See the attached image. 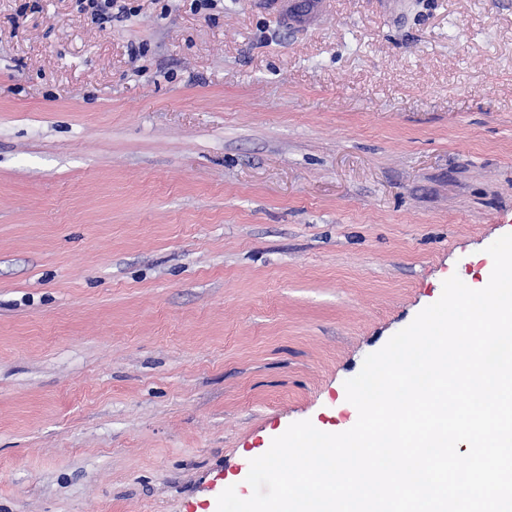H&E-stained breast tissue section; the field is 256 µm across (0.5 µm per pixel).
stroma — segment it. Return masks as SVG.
I'll return each instance as SVG.
<instances>
[{
    "instance_id": "obj_1",
    "label": "stroma",
    "mask_w": 512,
    "mask_h": 512,
    "mask_svg": "<svg viewBox=\"0 0 512 512\" xmlns=\"http://www.w3.org/2000/svg\"><path fill=\"white\" fill-rule=\"evenodd\" d=\"M0 0V512H217L512 233V0ZM80 11L90 14L96 21L103 24L112 21L113 11L117 10L116 15H123L131 8H127L124 3L126 0H77ZM123 2V4H121Z\"/></svg>"
}]
</instances>
